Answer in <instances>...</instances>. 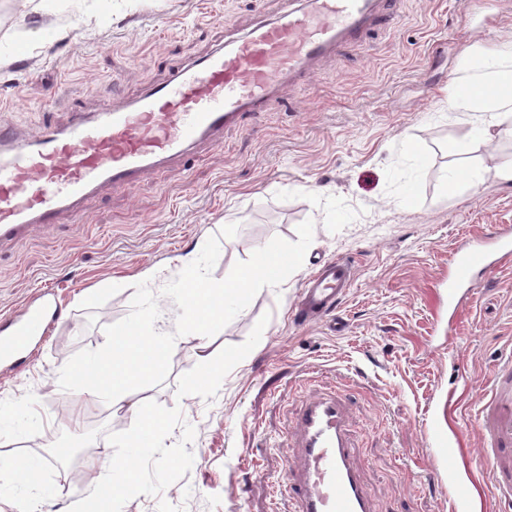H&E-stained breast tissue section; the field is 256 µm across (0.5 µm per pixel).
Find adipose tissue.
Returning <instances> with one entry per match:
<instances>
[{
  "mask_svg": "<svg viewBox=\"0 0 512 512\" xmlns=\"http://www.w3.org/2000/svg\"><path fill=\"white\" fill-rule=\"evenodd\" d=\"M476 67L472 77L467 78L469 92H462V85L451 84L448 88V108L453 112H478L483 121L477 133L484 139H492L500 127L512 122V38L496 42L490 49L475 56ZM503 85L504 90L495 95L477 97L471 90L475 87ZM171 343L161 335H151L147 346L133 348L126 334L110 337L105 356L95 368V381L83 388V395L110 398L114 406L129 405L135 388L145 374L159 369L168 358Z\"/></svg>",
  "mask_w": 512,
  "mask_h": 512,
  "instance_id": "adipose-tissue-1",
  "label": "adipose tissue"
}]
</instances>
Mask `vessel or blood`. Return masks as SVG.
<instances>
[{"instance_id":"1","label":"vessel or blood","mask_w":512,"mask_h":512,"mask_svg":"<svg viewBox=\"0 0 512 512\" xmlns=\"http://www.w3.org/2000/svg\"><path fill=\"white\" fill-rule=\"evenodd\" d=\"M390 0H289L277 18L177 68L168 82L95 118L75 113L63 130H49L39 144L0 125V241L53 223L64 211L80 213L99 187L133 188L146 172L187 154L197 143H215L224 129L268 111L283 84H303L322 58L355 45L389 22ZM512 259V231L493 244L457 252L448 278V307L474 270ZM351 266L340 259L316 266L305 279L294 320L323 321L348 293ZM0 336V358H11L45 332L43 308L11 316ZM479 402L476 417L485 445L497 451L492 470L496 494L512 500V355L502 358ZM301 456L288 490L299 512H369L367 493L351 463L342 401L314 398L297 419Z\"/></svg>"}]
</instances>
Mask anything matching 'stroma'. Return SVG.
Returning a JSON list of instances; mask_svg holds the SVG:
<instances>
[{
  "label": "stroma",
  "instance_id": "35a3bbf8",
  "mask_svg": "<svg viewBox=\"0 0 512 512\" xmlns=\"http://www.w3.org/2000/svg\"><path fill=\"white\" fill-rule=\"evenodd\" d=\"M282 0H0V123L28 140L74 111L130 101L274 18ZM33 31L25 46L15 29ZM512 37V0H396L390 29L321 61L308 86H283L268 112L225 129L217 146L166 163L134 190L106 187L80 215L0 242V313L52 292L47 338L0 363V512H72L70 478L112 450L115 512H294L284 492L290 431L311 391L346 409L353 464L370 512H455L438 479L474 486L468 512H512L473 455L475 408L512 351V260L475 271L456 330L445 334L448 263L512 226V182L469 172L512 158V125L471 135L479 115L448 109V87L477 51ZM469 142L459 166L448 144ZM461 188L448 194L445 177ZM299 257L274 287L223 298L208 337L219 383L190 388L200 350L182 320V269L231 280L263 248ZM349 261L338 313L349 328L296 325L316 264ZM166 331L174 350L140 381L136 410L106 398L74 411L70 368L94 365L110 334ZM166 427L132 444L136 415ZM434 418L461 440L453 461L428 456ZM31 468L18 478L10 454Z\"/></svg>",
  "mask_w": 512,
  "mask_h": 512
}]
</instances>
